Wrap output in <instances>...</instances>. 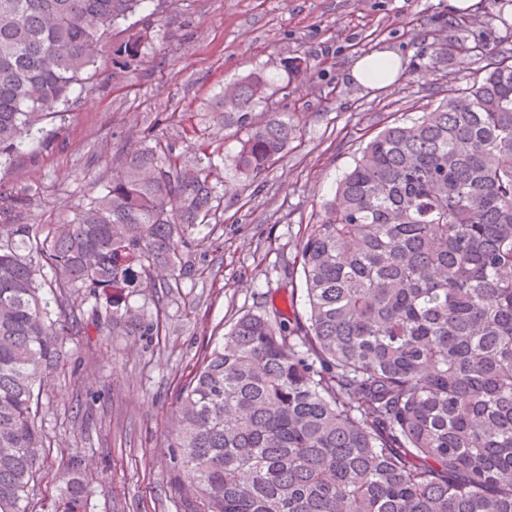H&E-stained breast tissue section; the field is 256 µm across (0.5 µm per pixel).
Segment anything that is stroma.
I'll return each instance as SVG.
<instances>
[{"label":"stroma","mask_w":512,"mask_h":512,"mask_svg":"<svg viewBox=\"0 0 512 512\" xmlns=\"http://www.w3.org/2000/svg\"><path fill=\"white\" fill-rule=\"evenodd\" d=\"M475 12L488 53L512 49V6L484 0ZM153 47L137 73L114 74L103 46L80 102L48 148H31L0 187L32 193L28 224H58L112 178V157L128 133L185 147L212 123L206 105L252 67L283 74L286 61L308 69L289 77L287 109L301 126L283 166L236 196L186 249L189 272L160 303L158 334L71 336L70 356L42 394L50 442L33 512H54L62 475L84 458L92 497L86 512H177L170 491L171 417L182 388L230 325L266 300L303 310L279 292L299 271L296 243L323 201L384 126L435 107L469 85V61L431 56L433 33L449 22L445 0H174L164 13L137 14ZM391 50L406 62L397 83L366 90L344 78L367 53Z\"/></svg>","instance_id":"1"}]
</instances>
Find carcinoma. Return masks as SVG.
<instances>
[{
    "instance_id": "cac0c4a2",
    "label": "carcinoma",
    "mask_w": 512,
    "mask_h": 512,
    "mask_svg": "<svg viewBox=\"0 0 512 512\" xmlns=\"http://www.w3.org/2000/svg\"><path fill=\"white\" fill-rule=\"evenodd\" d=\"M148 2L0 0L1 170L50 145L45 121H65L109 34L115 74L139 70L147 30L120 23ZM473 25L439 30L434 55L483 58ZM282 90L256 67L214 94L228 177L133 140L71 221L0 224V512H30L39 395L85 329L75 302L105 313L101 333L141 330L221 199L298 138ZM29 203L0 195L17 217ZM297 258L305 313L243 314L180 394L178 512H512V49L372 137ZM67 483L80 512L87 485Z\"/></svg>"
}]
</instances>
